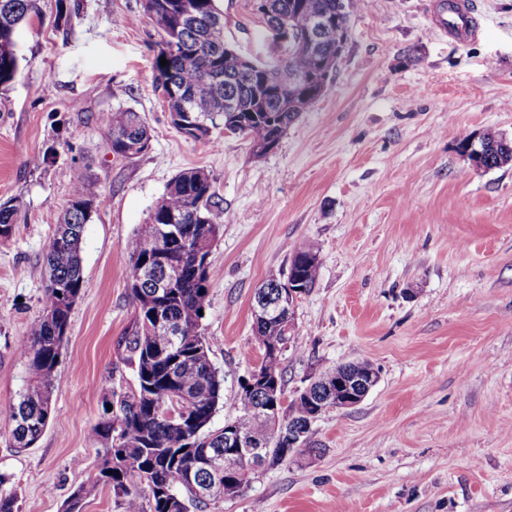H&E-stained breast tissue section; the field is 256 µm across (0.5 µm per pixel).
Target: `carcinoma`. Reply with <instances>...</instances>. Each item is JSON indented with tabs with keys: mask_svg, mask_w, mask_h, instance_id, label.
Returning a JSON list of instances; mask_svg holds the SVG:
<instances>
[{
	"mask_svg": "<svg viewBox=\"0 0 512 512\" xmlns=\"http://www.w3.org/2000/svg\"><path fill=\"white\" fill-rule=\"evenodd\" d=\"M218 0H154L147 18L157 29L160 41L155 58V88L167 96L174 128L194 141L209 140L224 132L230 122L224 105L233 104L246 129L242 135L258 143L284 133L311 103L322 95L315 79L316 61L323 59L337 69L341 53L336 34L321 39L317 51L290 47L288 54L273 64L253 63L243 68L240 56L224 52V36H216V25L224 22ZM272 11L265 20L272 31L282 22L303 32L311 18L332 16L336 0H271ZM39 14L37 0H0V87L12 82L20 68L17 37L21 25ZM168 65H160V59ZM112 153L133 158L149 147V127L130 108L114 109L105 122ZM461 153L477 166L492 169L512 162V141L498 131L487 130L473 139L465 137ZM215 191L201 169L180 171L151 209L148 219L125 242L128 257V288L136 301L131 335L126 337L129 359L135 366L137 386L120 401L119 411L92 426L98 441L107 443L97 476L75 489L65 512H81L82 502L108 485L123 512H143L141 490L148 488L152 512H188L186 502L197 506L224 497V482L233 484L239 496L250 484L248 462L236 459L233 469L216 479L199 457L207 453L224 457L230 446L224 429L233 428L245 439L270 441L266 467L281 464L288 456V441L273 440L270 422L255 409L270 402L266 387L242 389L237 396V414L224 428L212 431L209 424L222 399L224 378L210 359L204 334L206 309L213 271L195 272L196 253L209 247L224 224L214 204ZM98 198L94 182L81 179L56 224L55 234L44 256L49 279L41 315L18 353L27 365L29 382L19 393L10 412V435L19 449L38 442L55 412L53 389L64 339L74 302L80 296L83 276L81 244L83 225L91 220V207ZM21 201H0V239L11 236L14 216ZM177 224L189 244L172 250L171 259L182 271V280L162 299L154 297L155 284L139 279V265L153 259L149 247L161 226ZM320 245L310 241L293 255L285 276L313 288L319 276ZM168 316L178 335L163 334L153 326L155 313ZM254 336L263 350L260 368L282 377L281 356L268 349L270 340L286 346L294 340L276 320L254 321ZM186 401L187 420L182 429L171 425L159 412L174 400ZM308 401L301 395L288 403L286 423H307Z\"/></svg>",
	"mask_w": 512,
	"mask_h": 512,
	"instance_id": "carcinoma-1",
	"label": "carcinoma"
}]
</instances>
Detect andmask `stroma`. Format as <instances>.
Wrapping results in <instances>:
<instances>
[{"label":"stroma","instance_id":"1","mask_svg":"<svg viewBox=\"0 0 512 512\" xmlns=\"http://www.w3.org/2000/svg\"><path fill=\"white\" fill-rule=\"evenodd\" d=\"M57 0L18 33L22 67L0 89V199L22 202L0 240V493L21 512H63L98 472L92 425L136 386L124 341L136 303L125 241L172 178L204 170L224 223L203 326L224 378L210 424L237 413L259 365L255 288L308 241L320 275L295 307L286 398L358 359L379 380L356 407L312 425V451L261 470L234 498L188 512H512V162L484 171L464 137H512V0H474L476 35L431 26L443 0H366L350 18L324 93L255 159L239 134L208 143L171 125L154 90L159 34L142 0ZM224 38L266 60L253 0H218ZM139 112L149 149L113 155L114 108ZM50 153L46 165L31 156ZM98 186L83 234V288L31 448H14L10 408L29 375L17 354L45 294L43 256L78 179Z\"/></svg>","mask_w":512,"mask_h":512}]
</instances>
